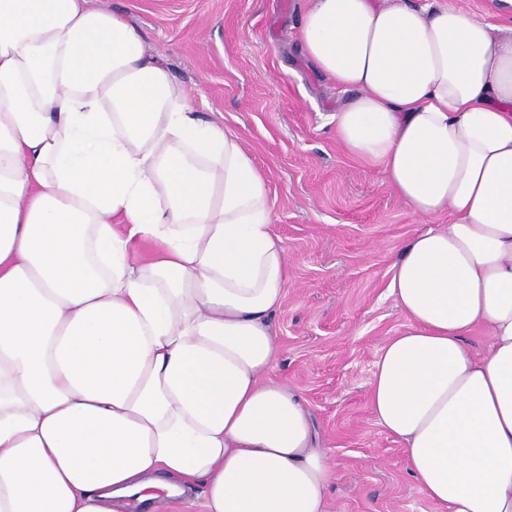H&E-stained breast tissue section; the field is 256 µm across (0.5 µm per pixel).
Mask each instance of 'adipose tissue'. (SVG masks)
<instances>
[{
    "instance_id": "adipose-tissue-1",
    "label": "adipose tissue",
    "mask_w": 512,
    "mask_h": 512,
    "mask_svg": "<svg viewBox=\"0 0 512 512\" xmlns=\"http://www.w3.org/2000/svg\"><path fill=\"white\" fill-rule=\"evenodd\" d=\"M297 42L344 152L430 223L370 410L439 512H512V24L309 0ZM287 281L264 173L132 22L0 0V512H333L273 379Z\"/></svg>"
}]
</instances>
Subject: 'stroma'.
<instances>
[{
	"instance_id": "stroma-1",
	"label": "stroma",
	"mask_w": 512,
	"mask_h": 512,
	"mask_svg": "<svg viewBox=\"0 0 512 512\" xmlns=\"http://www.w3.org/2000/svg\"><path fill=\"white\" fill-rule=\"evenodd\" d=\"M92 4L130 19L197 112L238 134L266 174L288 256L276 377L303 401L333 467L334 512H435L368 405L377 354L405 323L389 268L425 224L378 169L340 149L339 93L296 47L306 0Z\"/></svg>"
}]
</instances>
